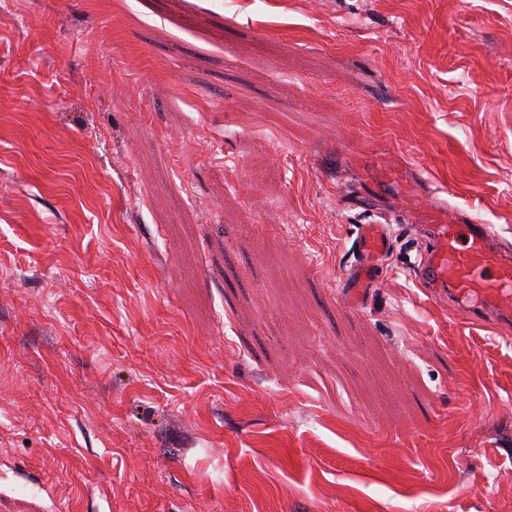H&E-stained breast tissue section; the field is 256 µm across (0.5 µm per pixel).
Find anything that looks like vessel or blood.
I'll list each match as a JSON object with an SVG mask.
<instances>
[{
	"label": "vessel or blood",
	"mask_w": 512,
	"mask_h": 512,
	"mask_svg": "<svg viewBox=\"0 0 512 512\" xmlns=\"http://www.w3.org/2000/svg\"><path fill=\"white\" fill-rule=\"evenodd\" d=\"M360 200L369 205L400 192L415 176L407 166L377 156L359 166ZM421 243L416 279L433 298L448 302L474 324L499 325L512 319V248L488 225L467 223L463 214L436 202L404 207ZM392 254L388 225L364 224L354 240L351 287L375 283Z\"/></svg>",
	"instance_id": "obj_1"
}]
</instances>
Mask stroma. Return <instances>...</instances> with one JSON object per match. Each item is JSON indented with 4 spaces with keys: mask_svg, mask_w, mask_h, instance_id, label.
I'll return each mask as SVG.
<instances>
[{
    "mask_svg": "<svg viewBox=\"0 0 512 512\" xmlns=\"http://www.w3.org/2000/svg\"><path fill=\"white\" fill-rule=\"evenodd\" d=\"M375 153L512 244V0H0V512H512ZM357 169L364 185L359 199L368 206L380 197H390L394 192L397 193V203H400L407 198L400 192L402 185L416 183V177L407 166L378 156L367 157ZM392 254L389 225L362 224L354 240L351 256V288H367L376 282L379 271Z\"/></svg>",
    "mask_w": 512,
    "mask_h": 512,
    "instance_id": "obj_1",
    "label": "stroma"
}]
</instances>
